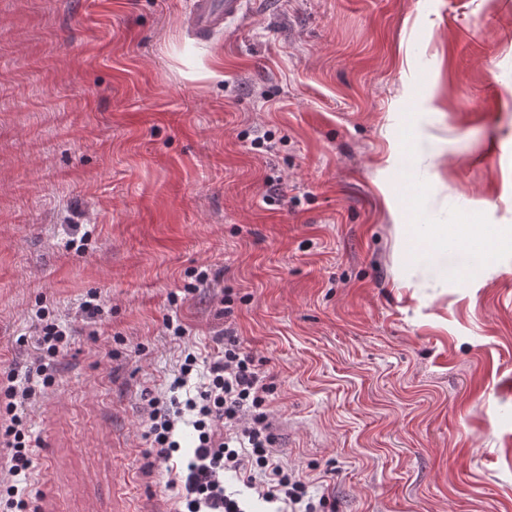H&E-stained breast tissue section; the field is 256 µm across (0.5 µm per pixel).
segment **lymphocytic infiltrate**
<instances>
[{
	"mask_svg": "<svg viewBox=\"0 0 512 512\" xmlns=\"http://www.w3.org/2000/svg\"><path fill=\"white\" fill-rule=\"evenodd\" d=\"M36 329L41 365L21 379L8 373L0 384V398L5 401L0 441L13 450L9 473L14 477L31 474L34 468L40 442L31 431L26 410L52 387L46 363L68 344L66 330L46 312L38 313ZM271 377V372L258 368L243 351L237 337H225L222 357L210 363L207 381L197 397L185 403V409L195 414L193 427L198 439L180 494L187 512H243L237 500L225 495L220 476L227 470L250 467L260 469L266 477L259 491L262 499L284 503L290 512H315L314 504L306 499L305 482L276 460L267 411ZM149 405L152 445L157 456L169 458L178 448L174 431L180 411L155 397Z\"/></svg>",
	"mask_w": 512,
	"mask_h": 512,
	"instance_id": "1",
	"label": "lymphocytic infiltrate"
}]
</instances>
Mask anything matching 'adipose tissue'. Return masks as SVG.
<instances>
[{
  "label": "adipose tissue",
  "mask_w": 512,
  "mask_h": 512,
  "mask_svg": "<svg viewBox=\"0 0 512 512\" xmlns=\"http://www.w3.org/2000/svg\"><path fill=\"white\" fill-rule=\"evenodd\" d=\"M398 229L408 243H418L422 252L432 258L444 272L476 277L484 261L476 253V247L488 239L486 224H466L456 235H449L444 224H413L399 222Z\"/></svg>",
  "instance_id": "obj_1"
}]
</instances>
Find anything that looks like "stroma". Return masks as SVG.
I'll return each mask as SVG.
<instances>
[{"instance_id": "35a3bbf8", "label": "stroma", "mask_w": 512, "mask_h": 512, "mask_svg": "<svg viewBox=\"0 0 512 512\" xmlns=\"http://www.w3.org/2000/svg\"><path fill=\"white\" fill-rule=\"evenodd\" d=\"M188 6L0 0V371L38 310L71 334L30 512H181L197 434L157 458L148 401L228 329L323 512H512V0H248L204 41ZM396 211L501 243L447 279Z\"/></svg>"}]
</instances>
